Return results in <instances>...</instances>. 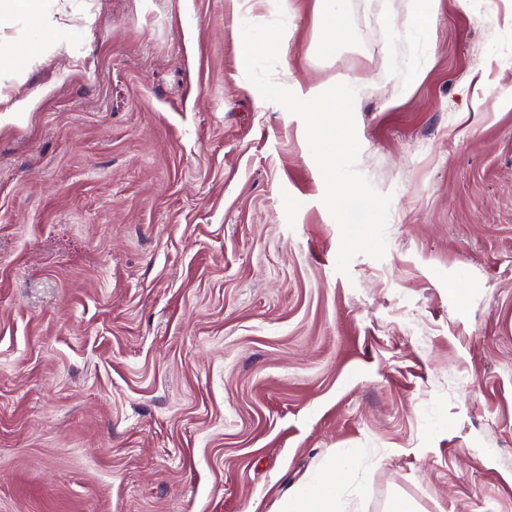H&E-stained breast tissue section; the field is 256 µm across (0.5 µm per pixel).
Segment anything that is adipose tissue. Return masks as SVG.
Returning a JSON list of instances; mask_svg holds the SVG:
<instances>
[{
  "mask_svg": "<svg viewBox=\"0 0 512 512\" xmlns=\"http://www.w3.org/2000/svg\"><path fill=\"white\" fill-rule=\"evenodd\" d=\"M362 448L346 449L342 458L293 486L271 512H346L343 492L351 467L365 457Z\"/></svg>",
  "mask_w": 512,
  "mask_h": 512,
  "instance_id": "obj_1",
  "label": "adipose tissue"
}]
</instances>
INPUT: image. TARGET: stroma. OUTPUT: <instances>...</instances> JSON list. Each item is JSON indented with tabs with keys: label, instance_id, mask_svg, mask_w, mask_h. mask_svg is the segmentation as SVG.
<instances>
[{
	"label": "stroma",
	"instance_id": "stroma-1",
	"mask_svg": "<svg viewBox=\"0 0 512 512\" xmlns=\"http://www.w3.org/2000/svg\"><path fill=\"white\" fill-rule=\"evenodd\" d=\"M46 0L0 94V512H268L366 449L358 512H512V0ZM275 81L358 78L383 259L335 268ZM318 2L324 22L322 50L325 54L335 55L347 33L344 0H318Z\"/></svg>",
	"mask_w": 512,
	"mask_h": 512
}]
</instances>
